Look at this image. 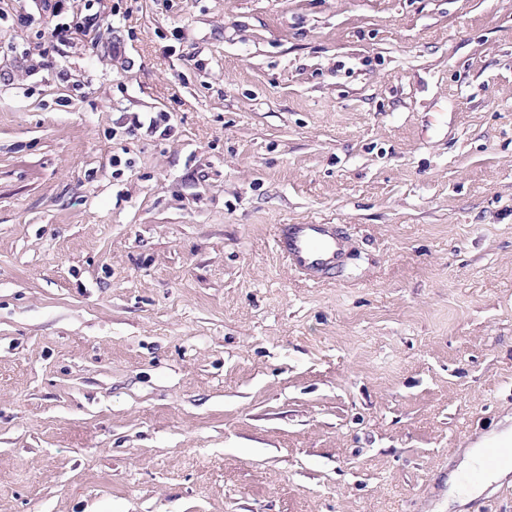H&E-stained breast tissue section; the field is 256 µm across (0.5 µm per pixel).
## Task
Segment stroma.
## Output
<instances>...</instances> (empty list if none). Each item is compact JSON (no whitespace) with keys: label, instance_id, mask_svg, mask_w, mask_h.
Segmentation results:
<instances>
[{"label":"stroma","instance_id":"35a3bbf8","mask_svg":"<svg viewBox=\"0 0 512 512\" xmlns=\"http://www.w3.org/2000/svg\"><path fill=\"white\" fill-rule=\"evenodd\" d=\"M93 3L0 0V512H512V0ZM77 9L76 22L70 24H56L51 32L52 37L59 43H73L75 39H89L99 25L97 14H84ZM79 16V17H78ZM274 245L291 267L313 285L338 274L345 266L347 247L336 224H279ZM481 465V459L477 451L471 452L464 457V459L459 464L457 471H455L448 479V484L450 485V490L448 493L449 502L454 501L460 504L467 502L471 498L479 495L486 483L504 479L511 470L508 463H504L497 470L489 473L486 481L483 484L470 485L459 481L460 476Z\"/></svg>","mask_w":512,"mask_h":512}]
</instances>
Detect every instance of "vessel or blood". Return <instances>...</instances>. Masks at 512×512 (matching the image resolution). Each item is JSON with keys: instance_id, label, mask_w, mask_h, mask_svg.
Returning <instances> with one entry per match:
<instances>
[{"instance_id": "b4317fda", "label": "vessel or blood", "mask_w": 512, "mask_h": 512, "mask_svg": "<svg viewBox=\"0 0 512 512\" xmlns=\"http://www.w3.org/2000/svg\"><path fill=\"white\" fill-rule=\"evenodd\" d=\"M274 245L294 270L315 285L332 279L347 259L346 242L332 224L276 225Z\"/></svg>"}]
</instances>
